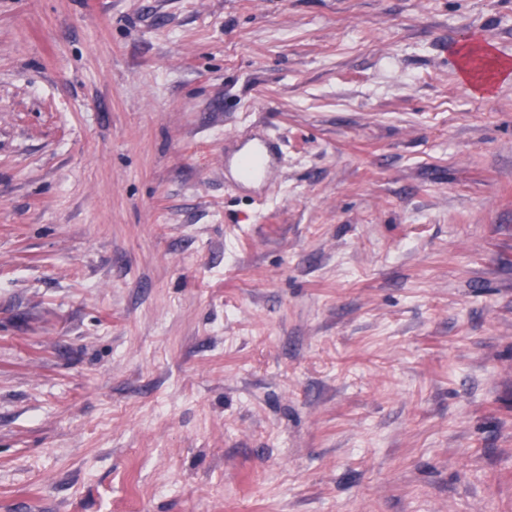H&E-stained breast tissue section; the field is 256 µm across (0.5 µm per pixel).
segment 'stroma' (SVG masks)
Here are the masks:
<instances>
[{"label":"stroma","mask_w":512,"mask_h":512,"mask_svg":"<svg viewBox=\"0 0 512 512\" xmlns=\"http://www.w3.org/2000/svg\"><path fill=\"white\" fill-rule=\"evenodd\" d=\"M466 46L512 0H0V512H512ZM279 146L274 139L260 136L244 141L238 160L242 176L248 180L265 182L275 172L279 159Z\"/></svg>","instance_id":"stroma-1"}]
</instances>
